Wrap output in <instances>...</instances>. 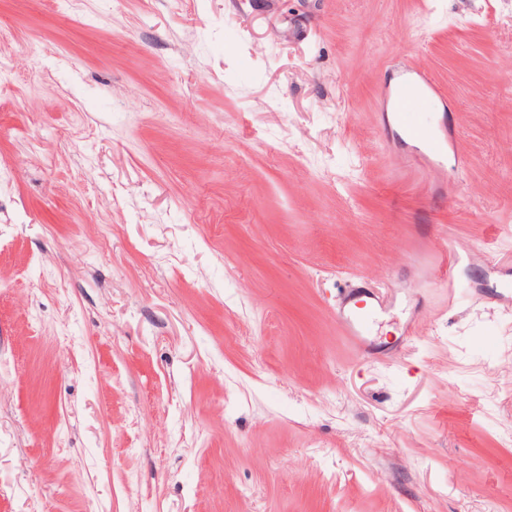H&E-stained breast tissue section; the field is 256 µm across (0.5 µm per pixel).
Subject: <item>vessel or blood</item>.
Returning a JSON list of instances; mask_svg holds the SVG:
<instances>
[{
  "instance_id": "1",
  "label": "vessel or blood",
  "mask_w": 512,
  "mask_h": 512,
  "mask_svg": "<svg viewBox=\"0 0 512 512\" xmlns=\"http://www.w3.org/2000/svg\"><path fill=\"white\" fill-rule=\"evenodd\" d=\"M436 90L424 74L409 75L398 80L390 91L392 119L411 142L415 156L431 161L441 156L448 143L446 133L438 131L427 120ZM380 300L375 293L362 290L349 282L339 298L340 324L348 339L359 349H368L366 334L378 314Z\"/></svg>"
}]
</instances>
